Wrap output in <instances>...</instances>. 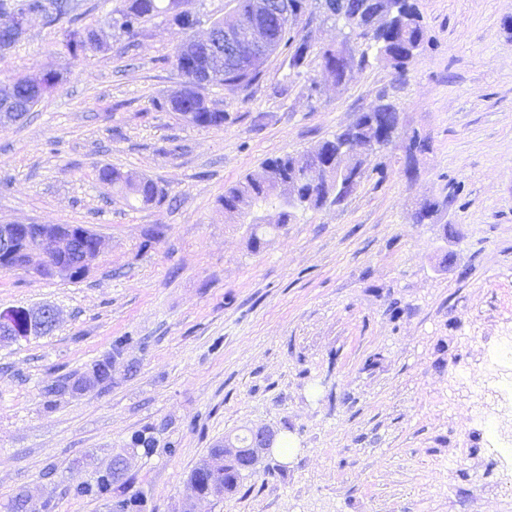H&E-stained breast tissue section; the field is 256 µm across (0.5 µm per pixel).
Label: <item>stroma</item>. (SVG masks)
<instances>
[{
	"label": "stroma",
	"instance_id": "stroma-1",
	"mask_svg": "<svg viewBox=\"0 0 512 512\" xmlns=\"http://www.w3.org/2000/svg\"><path fill=\"white\" fill-rule=\"evenodd\" d=\"M227 3L201 0L193 31L160 17L134 47L113 37L78 58L37 15L0 52V82L63 76L0 125V224H79L103 240L78 279L0 270V310L59 312L49 333L0 345V512L21 491L29 512H112L73 490L118 455L141 512H512L485 461L460 453L483 394L458 378L512 329V0H416L425 41L405 73L356 56L340 84L321 54L343 36L307 7L301 75L283 80L274 54L247 89L205 88L224 125L198 127L158 103L184 82L179 46ZM377 103L396 107L398 130L362 155L351 195L252 249L249 223L278 212L227 214L225 189ZM105 165L164 200L130 206ZM111 355V378L91 380ZM262 425L286 430L291 454L265 457L237 493L189 498L208 448ZM143 430L149 456L129 446Z\"/></svg>",
	"mask_w": 512,
	"mask_h": 512
}]
</instances>
